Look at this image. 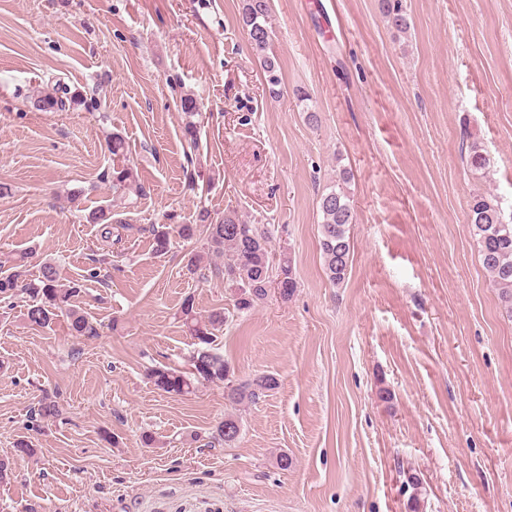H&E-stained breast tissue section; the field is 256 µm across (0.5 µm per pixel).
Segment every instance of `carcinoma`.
I'll return each instance as SVG.
<instances>
[{
	"label": "carcinoma",
	"instance_id": "obj_1",
	"mask_svg": "<svg viewBox=\"0 0 512 512\" xmlns=\"http://www.w3.org/2000/svg\"><path fill=\"white\" fill-rule=\"evenodd\" d=\"M269 13V0H243L242 29L261 63L270 93L276 96L281 78L275 56L268 53L271 41ZM383 13L398 31L404 33L410 28L403 0H383ZM84 104L86 99L82 94L59 80L53 85L52 91L30 99V107L40 112L75 111ZM180 108L186 117L184 138L194 148L198 141L202 112L196 99L189 95L181 98ZM466 162L473 174L481 178L489 177L490 158L475 140L468 146ZM111 178L112 194L118 199L124 198L127 191L137 186V173L126 163L112 166ZM350 179V172L341 171L340 183L328 188L319 198L320 252L326 276L336 287L345 282L351 262L349 228L355 216L352 200L344 188ZM468 217L477 239L482 266L493 285L499 289L504 308L512 314V222H505L496 197L484 193L472 197ZM91 221L102 225L103 246L112 247V210L98 209L91 214ZM123 228L152 236L157 254L169 250L174 234L186 241L197 237L204 240L202 250L188 259L187 271L192 275L207 271L223 279L224 284L235 293L234 306L238 310H248L266 300L273 277L277 279V290L282 299H289L295 292L296 280L291 261L284 254L277 256L273 253L269 229L247 223L233 210H227L224 216L216 218L202 207L191 224L136 226L125 223ZM82 287V282L78 280L63 282L59 270L50 262L44 263L38 274L31 275L22 258L10 266L0 261V302L12 304L23 294L27 306L26 317L31 325L46 327L62 314L67 318L72 336L92 340L99 336L97 323L74 305V298ZM181 318L194 339L189 368L181 371L161 363L148 368L146 378L156 389L170 395L184 396L194 392L204 382L222 383L224 398L235 405H242L255 401L260 395L277 387L276 379L269 375L241 382L234 379L230 365L216 348L226 322L224 308H215L202 317L194 309V300L188 296L181 304ZM58 415V401L45 397L38 403L32 417L54 418ZM239 433V419L231 415L218 422L212 439L231 445L238 439Z\"/></svg>",
	"mask_w": 512,
	"mask_h": 512
}]
</instances>
